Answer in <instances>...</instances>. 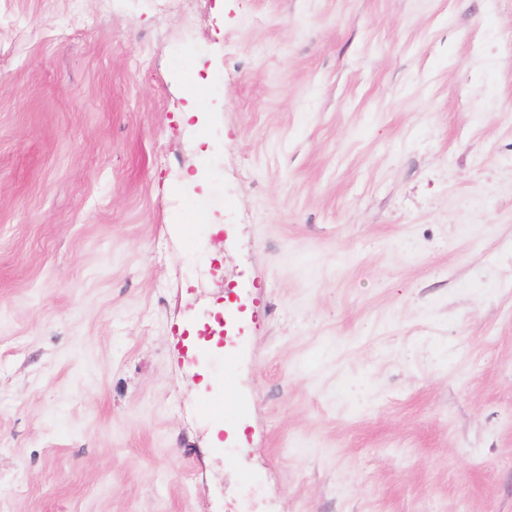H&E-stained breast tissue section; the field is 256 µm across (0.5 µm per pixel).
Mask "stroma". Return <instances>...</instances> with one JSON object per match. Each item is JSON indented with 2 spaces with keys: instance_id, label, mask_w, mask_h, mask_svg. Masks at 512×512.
<instances>
[{
  "instance_id": "35a3bbf8",
  "label": "stroma",
  "mask_w": 512,
  "mask_h": 512,
  "mask_svg": "<svg viewBox=\"0 0 512 512\" xmlns=\"http://www.w3.org/2000/svg\"><path fill=\"white\" fill-rule=\"evenodd\" d=\"M249 486L512 512V0H0V512Z\"/></svg>"
}]
</instances>
